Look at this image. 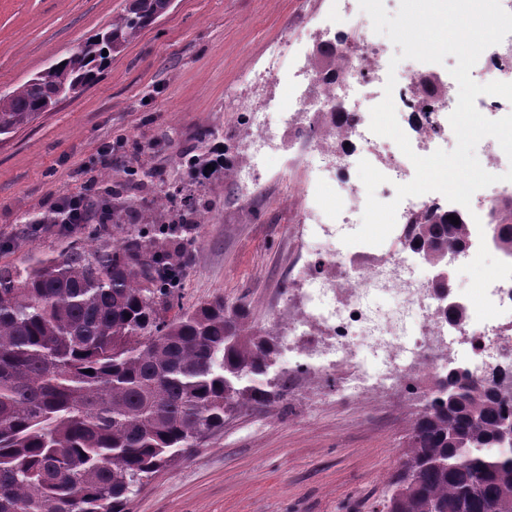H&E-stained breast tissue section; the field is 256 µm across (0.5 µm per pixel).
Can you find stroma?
Masks as SVG:
<instances>
[{
	"instance_id": "1",
	"label": "stroma",
	"mask_w": 512,
	"mask_h": 512,
	"mask_svg": "<svg viewBox=\"0 0 512 512\" xmlns=\"http://www.w3.org/2000/svg\"><path fill=\"white\" fill-rule=\"evenodd\" d=\"M126 0H0V93L76 49L122 12ZM339 0H174L156 24L113 56L97 82L0 140V264L58 254L72 243L111 242L112 227L75 230L43 223L63 193L101 195L126 184L154 219L155 198L180 181L205 217L195 224L179 303L214 298L246 303L258 331L272 313L302 307L289 287L309 243L293 191L275 175L244 196L232 174L193 183L179 171L202 132L227 149L231 165L248 132L249 110L280 96L284 84L252 92L244 81L265 67L268 49L312 53ZM288 391L266 408L242 409L221 434L172 461L135 492L129 512H374L407 450L415 404L402 394L349 398L319 386L298 353L279 360Z\"/></svg>"
}]
</instances>
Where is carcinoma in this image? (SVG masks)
I'll list each match as a JSON object with an SVG mask.
<instances>
[{"instance_id": "carcinoma-1", "label": "carcinoma", "mask_w": 512, "mask_h": 512, "mask_svg": "<svg viewBox=\"0 0 512 512\" xmlns=\"http://www.w3.org/2000/svg\"><path fill=\"white\" fill-rule=\"evenodd\" d=\"M164 0L124 10L40 77L0 94V136L98 80L161 17ZM108 54H103V51ZM207 138L179 166L201 185L222 166ZM112 221L136 202L112 187ZM512 252V205L497 210ZM449 213L417 221L414 249L465 250L469 224ZM182 217L137 239L71 245L0 266V512H127L126 480L150 477L224 430L226 414L267 407L277 344L253 331L247 304L216 298L175 309L193 239ZM93 373H87V370ZM443 367L411 423V445L375 512H512V451L498 433L512 396L492 380Z\"/></svg>"}]
</instances>
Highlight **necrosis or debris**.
<instances>
[{
  "instance_id": "4bbe7bcc",
  "label": "necrosis or debris",
  "mask_w": 512,
  "mask_h": 512,
  "mask_svg": "<svg viewBox=\"0 0 512 512\" xmlns=\"http://www.w3.org/2000/svg\"><path fill=\"white\" fill-rule=\"evenodd\" d=\"M353 11L351 0H345L329 32L330 42L342 44L339 74L329 77L304 63L293 73L288 102L249 112L244 151L250 163L236 168L235 179L257 182L261 165L279 157L284 143L295 146L283 168L298 167L309 175L301 190L303 221L317 244L302 290L307 306L279 329L303 337L307 358L325 378L348 379L360 393L401 390L421 404L431 395L445 356L465 362L477 379L486 365L512 356V280L495 281L488 289L502 315L480 322L469 313L458 326L446 321L428 275L412 260L409 223L414 213L454 210V203L437 192L401 202L398 249L337 248V237L360 223L365 208L366 190L356 177L360 160L387 176L379 194L383 202L392 201L396 185L415 174L395 144L369 129L377 103L371 90L388 77V46L364 29H353ZM471 76L482 84L512 82V34L481 54ZM419 78L416 71L402 75L393 101L397 114L408 118L404 132L413 151L426 156L452 131L449 116L458 84L451 74H440V86L423 102L414 93ZM324 183L333 185L332 194L320 193Z\"/></svg>"
}]
</instances>
